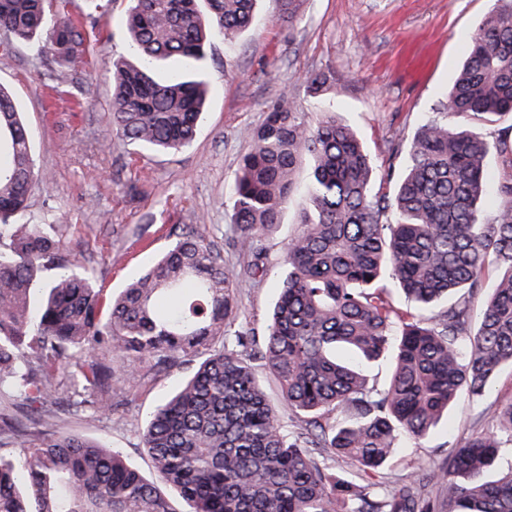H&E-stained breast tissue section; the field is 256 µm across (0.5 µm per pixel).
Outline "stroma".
<instances>
[{
	"label": "stroma",
	"mask_w": 512,
	"mask_h": 512,
	"mask_svg": "<svg viewBox=\"0 0 512 512\" xmlns=\"http://www.w3.org/2000/svg\"><path fill=\"white\" fill-rule=\"evenodd\" d=\"M127 0H113L107 16L92 0H74L72 12L102 26L104 42L89 67L46 64L37 45L0 53V83L25 114L43 173L31 212L53 211L78 259L94 269L104 293L124 288L170 243L174 224L209 225L224 264L235 275L237 323L263 336L287 270L289 239L299 229L301 197H293L280 224L266 233L264 275H253L250 254L229 247L234 222L233 174L248 151L245 129L258 126L267 105L290 91L304 111L319 103L353 125L372 155L381 188L394 196L415 134L443 108L468 37L491 8L490 0H303L298 15L278 17L261 0L254 25L232 46L216 43L208 60L212 92L197 136L173 155L142 154L128 164V146L111 139L112 61L130 57L124 19ZM331 74L322 97L309 78ZM190 365L144 372L109 414L74 405L57 393L46 406L57 429L120 449L151 475L142 431L155 406L176 390ZM512 402V365H502L481 400L461 395L425 441H404L385 468L396 490L418 468L444 460L450 444L491 429L490 413Z\"/></svg>",
	"instance_id": "35a3bbf8"
}]
</instances>
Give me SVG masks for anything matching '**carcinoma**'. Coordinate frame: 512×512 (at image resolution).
Listing matches in <instances>:
<instances>
[{"instance_id":"carcinoma-1","label":"carcinoma","mask_w":512,"mask_h":512,"mask_svg":"<svg viewBox=\"0 0 512 512\" xmlns=\"http://www.w3.org/2000/svg\"><path fill=\"white\" fill-rule=\"evenodd\" d=\"M125 28L136 60L112 63V135L145 151L180 152L194 141L210 94L208 50L248 29L257 0H129ZM71 0H0L3 45L43 40L64 66L87 60L102 30L85 29ZM181 71L161 78L169 64ZM512 115V0H494L466 42L445 118L414 137L393 200L374 188V160L334 112L315 121L283 92L246 131L250 149L234 173L235 236L263 253L265 229L280 223L312 163L301 230L289 241L288 272L263 338L235 328V277L205 228L172 233L161 258L105 296L54 229L57 217L29 211L39 181L27 126L0 86V512H176L166 486L190 512H512V461L482 475L512 444V402L495 430L469 438L412 483L430 497L386 489L376 478L406 436L427 438L457 396H484L496 369L512 364V133L488 140L465 131ZM501 172L492 214L485 158ZM501 277L477 329L466 295L485 269ZM394 279L417 306L401 311L384 289ZM457 302L434 312L437 302ZM394 350L388 383L368 385L365 367ZM200 357L189 377L152 412L143 445L149 479L117 450L68 433L48 434L33 404L61 390L114 409L146 367L160 372ZM276 377L288 408L304 419L288 432L267 401L254 363ZM331 412H343L338 423ZM350 460L360 485L326 463Z\"/></svg>"}]
</instances>
